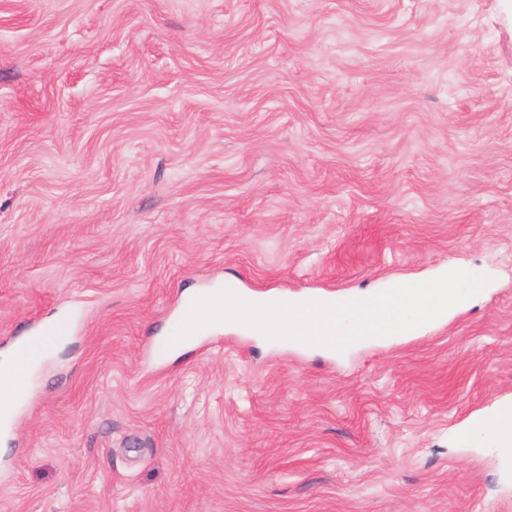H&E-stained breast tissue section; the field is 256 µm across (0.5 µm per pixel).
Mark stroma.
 Masks as SVG:
<instances>
[{"instance_id":"stroma-1","label":"stroma","mask_w":512,"mask_h":512,"mask_svg":"<svg viewBox=\"0 0 512 512\" xmlns=\"http://www.w3.org/2000/svg\"><path fill=\"white\" fill-rule=\"evenodd\" d=\"M489 276L345 351L189 296ZM0 512H512V0H0ZM59 330L58 325L37 327L28 336H22L14 345V371L20 378H25L30 366L40 360L41 354L49 346L48 336ZM13 357L0 362V409H10L23 386L21 380L11 372ZM506 406L502 407L493 416H476L468 427L467 432H494L497 433L500 442L505 446H512V414L505 413Z\"/></svg>"}]
</instances>
